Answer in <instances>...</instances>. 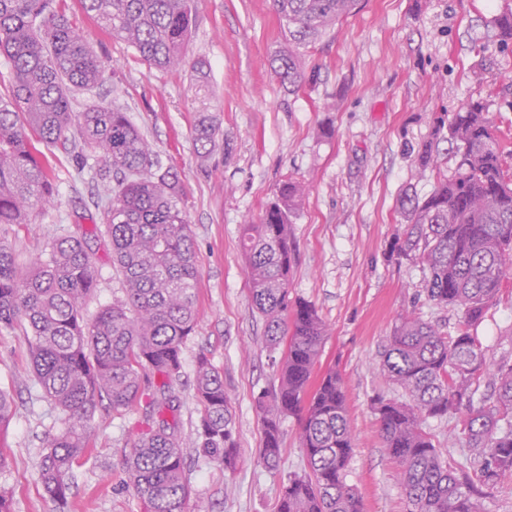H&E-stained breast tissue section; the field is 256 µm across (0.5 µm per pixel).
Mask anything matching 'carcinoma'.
Wrapping results in <instances>:
<instances>
[{
  "mask_svg": "<svg viewBox=\"0 0 512 512\" xmlns=\"http://www.w3.org/2000/svg\"><path fill=\"white\" fill-rule=\"evenodd\" d=\"M107 34L131 45L149 64H185L193 25L190 0H82ZM358 0H272L288 35V53L276 59L281 82L306 81L304 49L357 8ZM503 48L512 44V7L494 19ZM0 60L12 75L0 94V224H25L50 204L56 186L46 149H81L112 169V205L101 216L112 243L125 299L89 319L83 303L97 286L87 248L89 230L77 225L57 237L28 268L0 243V325H24L32 371L43 396L63 415L46 442L40 480L45 492L67 503L73 466L88 454L100 401L119 414L144 400L143 426L126 461L129 483L148 512H184L191 494L177 420L183 346L195 330L199 271L190 226L179 207L182 182L163 164L120 108L72 109L74 93L102 80L105 64L66 15L65 0H0ZM455 174L436 177L424 198L404 195L405 227L395 239L398 256L422 268V290L436 305L452 306L459 320L445 332L412 314H400L380 355L387 380L407 396L374 402L382 448L397 463L408 512H481L479 488L512 476V360L496 364L485 402L474 396L486 357L473 329L512 275V167L507 165L487 104L468 101L450 120ZM220 130L202 118L194 126L201 157ZM424 172L437 170L433 142L413 149ZM305 187L287 180L256 220L243 225L241 247L252 307L265 322L268 346L286 344L277 363V386L255 402L267 468L281 458L279 417L295 415L308 472L289 479L278 512H361L347 472L354 445L342 378L317 370L326 325L315 306L288 304L295 261L292 218ZM153 375L150 393L142 384ZM194 397L201 407L196 448L213 464L236 467L233 411L223 373L201 355ZM455 418L461 447L475 478L444 460L425 424Z\"/></svg>",
  "mask_w": 512,
  "mask_h": 512,
  "instance_id": "obj_1",
  "label": "carcinoma"
}]
</instances>
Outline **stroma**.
I'll use <instances>...</instances> for the list:
<instances>
[{
    "mask_svg": "<svg viewBox=\"0 0 512 512\" xmlns=\"http://www.w3.org/2000/svg\"><path fill=\"white\" fill-rule=\"evenodd\" d=\"M505 0H361L356 12L306 50L316 77L296 91L276 78L272 64L288 42L272 0H195L186 67L160 70L126 42L103 33L81 0L67 14L104 61L102 82L74 98L75 111L121 108L184 185L181 207L191 227L200 277L198 322L183 348L180 425L192 494L185 512H277L283 487L303 474L296 417L281 420L277 467L259 461L262 426L255 396L272 391L278 352L265 344L264 322L253 311L240 249L241 226L260 216L288 179L305 182L306 199L293 219L297 258L288 297L315 305L327 325L321 366L343 378L355 435L348 484L363 512H405L396 466L379 438L376 397L403 399L378 369L379 353L399 313L453 331L458 314L429 302L418 265L397 259L393 244L403 219V191L425 197L436 175H452L447 138L435 137L438 118H451L469 100L488 102L508 165L512 166V47L500 48L494 17ZM199 62L205 81H195ZM211 118L222 138L200 162L193 124ZM433 140L438 174H419L413 146ZM57 192L26 224H1L0 242L18 263L45 250L75 224L98 223L112 205L104 191L112 175L73 150L47 156ZM97 290L87 314L123 296L106 238L91 243ZM512 279L505 282L474 334L488 363L512 357ZM207 355L221 369L233 410L239 462L227 471L196 447L198 405L193 375ZM0 390L13 397V415L0 427V449L11 457L0 487L13 492V512H146L125 468L140 432L141 405L121 415L101 406L94 440L73 470L71 494L59 507L38 471L48 436L62 415L29 376L22 327L0 326Z\"/></svg>",
    "mask_w": 512,
    "mask_h": 512,
    "instance_id": "35a3bbf8",
    "label": "stroma"
}]
</instances>
